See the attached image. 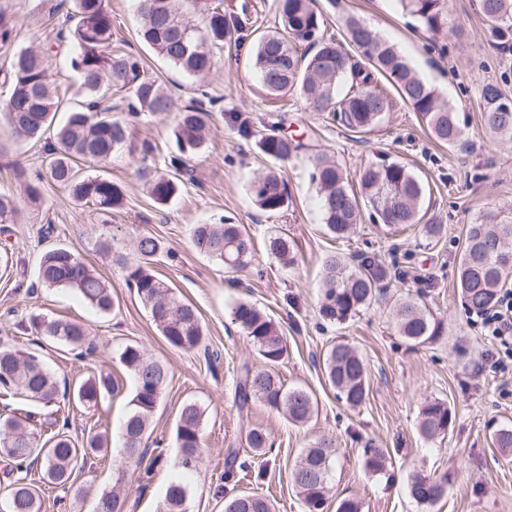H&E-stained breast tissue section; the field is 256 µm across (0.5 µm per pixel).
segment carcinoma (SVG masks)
<instances>
[{"label": "carcinoma", "instance_id": "1", "mask_svg": "<svg viewBox=\"0 0 512 512\" xmlns=\"http://www.w3.org/2000/svg\"><path fill=\"white\" fill-rule=\"evenodd\" d=\"M66 9V25L58 39L69 44V67L77 77L78 104L68 110L66 120L56 126L55 142L47 144L49 161L45 176L68 189L73 199L103 215L123 203V193L111 180L100 176L79 177L81 161L105 163L129 140V122L112 118L110 96L124 93L127 112L132 118L170 110L173 100L154 78L146 75L141 57L112 47V17L105 0H71ZM413 25L433 36L448 27L442 0H396ZM185 0H138L139 37L158 55L191 76H202L214 65V53L224 47L230 26L221 5L211 0H194L205 15V26L192 24L184 15ZM317 0H278L277 26L260 36L254 44L253 61L261 82L272 96L299 92L313 109L336 113V120L354 133H367L392 110L393 102L377 89L378 78L394 82L404 103L418 115L431 136L455 147L463 142L464 128L453 106L442 100L435 88L417 76L394 47L384 41L363 20L350 16L345 21L348 44L359 51L356 61L333 35L326 34ZM487 25L488 41L512 37V0H478ZM189 30L185 41L177 40L178 27ZM16 20L0 11V48L12 46ZM307 51L299 52V45ZM51 48H22L12 55L4 80L12 85L8 101L0 107V122L17 140L40 141L60 112V100L48 73ZM481 118L486 129L501 139L512 140V110H503V97L497 84L488 82L480 91ZM212 105L197 101L185 107L172 130L176 152L169 157L173 174H161L147 181V193L157 204L168 203L183 185V172L192 153L201 150L209 133ZM239 137L257 139L258 148L275 162L286 161L305 149V145L280 134L275 126L262 133L250 117L235 115ZM311 180L316 185L323 224L337 239L345 238L362 217L361 206L384 226L396 229L405 224L420 225L428 240L445 232L442 224H424L421 205L425 187L404 163L381 157L365 163L348 177L334 159L320 153L310 156ZM249 193L263 211L276 212L288 201L286 183L273 169L256 177ZM17 208L12 196L0 193V224L17 223ZM196 250L227 270L246 267L254 242L241 224L220 222L196 224L192 229ZM138 261L130 265L117 258L127 272L126 279L166 341L174 348L193 351L204 344V329L194 306L178 300L172 289L152 269L161 251L160 241L151 234H139L133 242ZM267 251L290 264L294 260L292 241L273 236ZM512 275V212L490 213L466 228L459 259L456 288L462 305L472 314L483 313L497 303L506 279ZM390 278L388 269L368 255H358L351 266L339 257L326 261L319 314L323 320L344 325L375 302ZM39 282L48 288L76 291L102 314L116 307L105 280L76 251L63 246L48 250L38 269ZM232 320L243 331L258 356L274 366L288 356V342L275 321L255 304L241 300L231 309ZM396 331L413 347L438 342L445 325L426 305L412 297L400 298L393 307ZM34 334L73 350L88 344L89 328L83 324L48 319H30ZM119 362L134 382L130 411L121 431L122 464L116 469L112 489L102 491L96 512H117L123 504L120 486L129 468L140 467L147 455L151 418L168 384V370L149 358L137 345H128ZM323 371L330 386L347 405L357 407L367 396V364L344 342L332 344L322 358ZM59 381L33 352L0 343V392L17 395L27 405L0 414V460L6 463L4 506L0 512H42L43 501L36 482L73 489L74 475L92 454L108 451L107 432H96L81 442L64 427L42 439L38 427L52 428L57 420L45 418L35 424L34 408L47 406L58 398ZM119 391V379L110 372H99L73 384L68 395L75 406L96 405ZM234 402L248 411L260 402L281 409L288 421L305 423L313 413L312 396L302 388L285 389L281 379L268 369L248 362L237 368ZM204 409L195 402L184 404L176 424L175 441L182 465L195 467L202 451ZM451 411L441 401L427 404L419 422L421 437L429 442L448 434ZM249 448L262 456L271 449L269 437L261 428L249 430ZM336 448L331 439L320 437L302 453L289 474V480L302 497L308 512H320L328 493L329 477ZM365 467L378 475L386 471L391 455L386 448L370 446L364 450ZM239 451L227 449L224 482L238 483L253 474L257 481L266 476L263 468L250 472L238 462ZM39 467V480L30 478ZM448 475L409 476L410 496L419 504L432 505L444 497ZM187 489L171 484L159 512H186ZM224 512H275L270 499L258 494L236 496L225 503Z\"/></svg>", "mask_w": 512, "mask_h": 512}]
</instances>
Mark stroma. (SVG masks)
Listing matches in <instances>:
<instances>
[{"mask_svg": "<svg viewBox=\"0 0 512 512\" xmlns=\"http://www.w3.org/2000/svg\"><path fill=\"white\" fill-rule=\"evenodd\" d=\"M58 2L0 0V9L18 21L15 48L42 43L58 29L59 21L51 15ZM106 6L114 43L143 58L147 74L169 89L173 105L169 112L134 122L130 144L111 161L79 164L80 175H102L121 188L123 204L108 216L74 201L54 183L37 181L46 164L44 142H17L0 155V193L13 196L19 210L17 223L0 224V341L37 352L57 378L70 383L100 371L121 376V392L97 406L73 409L67 397L57 399L55 408L69 416L70 434L78 441L102 430L111 438L119 436L133 390L118 362L125 346H140L167 367L168 386L152 423L154 438L165 446L164 461L148 488H141L136 473L127 474L122 491L127 512H158L177 473L187 487V512H224L227 500L249 493L267 495L276 512H307L289 473L304 449L322 436L336 445L324 512H336L345 498L358 501L361 512H512V451H501L491 441L495 430L512 427V373L490 369L486 357L496 346L476 315L463 309L456 290L467 224L491 210L512 211V140L492 137L478 106L479 89L487 82L498 84L512 100V56L489 45L476 0H445L448 29L434 40L413 31L393 0H318L324 24L337 39L345 37L347 17L362 18L457 109L465 136L463 145L454 148L434 141L416 113L398 100L392 82L383 78L378 85L392 98L393 108L367 134L345 129L331 113L313 111L299 94L268 95L250 47L273 29L277 0H224V10L236 25L203 78L187 77L139 40L136 0H106ZM204 90L221 105L211 116L210 138L189 162L191 180L167 204H156L145 191V181L167 171L177 115ZM236 113L257 123L277 124L334 156L351 174L379 153L407 164L426 187L424 220L444 225L443 236L429 241L418 228L393 232L366 217L349 238L332 237L322 223L306 157L272 163L255 141L238 136L230 120ZM146 143L153 151L145 157L141 148ZM272 167L282 175L290 201L280 211L266 212L254 204L249 184ZM33 181L39 182L41 192L35 202L25 192ZM223 217L245 225L254 239L253 257L236 272L198 253L191 241L193 225L215 224ZM140 232L160 240L162 250L153 270L179 300L197 308L206 344L221 354L214 366H207L200 352L170 346L129 288L116 259L135 261L132 241ZM273 233L294 241L293 266L283 267L267 254L264 240ZM103 237L110 240L111 252L98 249ZM59 244L77 251L106 280L117 303L111 314L97 312L74 291L40 284V259ZM365 253L390 271L388 295L420 294L443 320L446 336L409 348L382 304L341 326L320 318L325 260L337 255L349 263ZM240 300L269 313L287 337L288 356L274 371L285 387H301L313 396L315 410L306 423H290L281 411L262 403L249 412L238 411L236 369L241 362L259 361L230 317ZM33 314L85 323L95 351L77 358L67 348L33 335L27 328ZM338 341L348 343L367 363L368 394L356 408L337 399L322 373V355ZM434 400L448 404L452 423L443 441L431 443L420 437L418 420L422 407ZM190 401L204 408L205 417L203 452L188 471L175 445V427L182 405ZM254 427L268 434L273 453L258 456L250 450L246 435ZM369 442L389 449L392 463L385 473L365 469L364 447ZM231 448L252 468H265V480L225 485L224 457ZM117 458L116 449H109L107 455L88 458L76 472L74 484L87 489L85 497L43 486V512H93L95 492L113 484ZM416 471L447 473L448 489L441 501L420 505L410 497L407 478Z\"/></svg>", "mask_w": 512, "mask_h": 512, "instance_id": "stroma-1", "label": "stroma"}]
</instances>
